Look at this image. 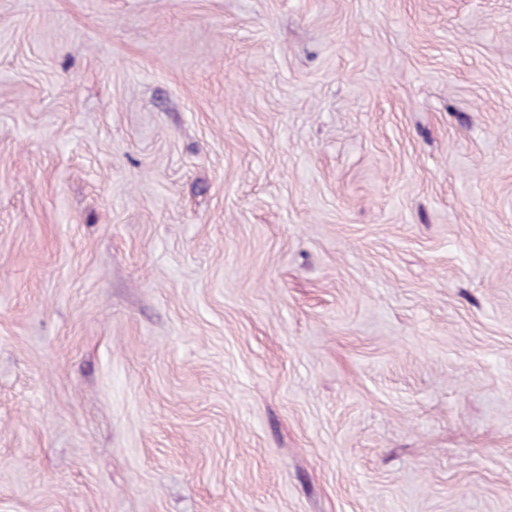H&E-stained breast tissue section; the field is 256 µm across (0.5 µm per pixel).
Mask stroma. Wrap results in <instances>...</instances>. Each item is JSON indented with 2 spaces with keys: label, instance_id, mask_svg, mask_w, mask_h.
I'll list each match as a JSON object with an SVG mask.
<instances>
[{
  "label": "stroma",
  "instance_id": "obj_1",
  "mask_svg": "<svg viewBox=\"0 0 512 512\" xmlns=\"http://www.w3.org/2000/svg\"><path fill=\"white\" fill-rule=\"evenodd\" d=\"M0 512H512V0H0Z\"/></svg>",
  "mask_w": 512,
  "mask_h": 512
}]
</instances>
